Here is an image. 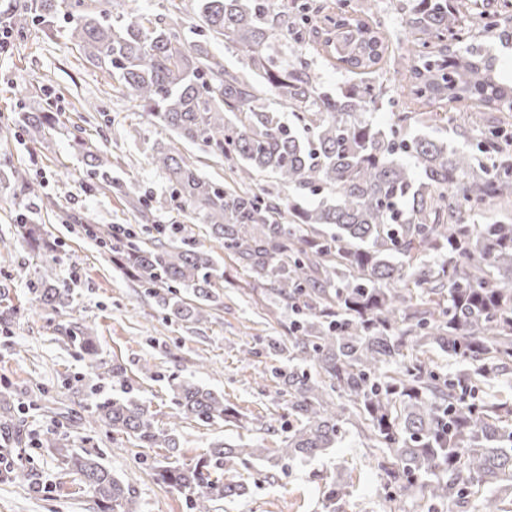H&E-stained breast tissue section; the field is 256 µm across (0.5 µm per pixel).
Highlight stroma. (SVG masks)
Masks as SVG:
<instances>
[{"label": "stroma", "instance_id": "35a3bbf8", "mask_svg": "<svg viewBox=\"0 0 512 512\" xmlns=\"http://www.w3.org/2000/svg\"><path fill=\"white\" fill-rule=\"evenodd\" d=\"M136 13L176 21L187 41L199 38L201 22L192 0H123L113 7L112 18ZM87 101L98 103V111H83ZM25 107L48 109L54 131L32 139L16 121ZM459 109V104H448V120L424 127V134L471 150L480 129L512 124V112H487L473 122ZM77 132L106 150L113 175L137 179L157 196L167 192L162 172L151 162L158 140L175 143L207 178H229L223 161L176 141L138 101L113 91L111 76L65 38L49 40L33 29L0 53V238L10 246L0 255V318L7 321L0 328V387H8L11 412L24 428L21 447L0 450V512H104L80 474L55 449L42 447L49 431L65 447L98 454L130 486L136 512H193L190 497L158 476L166 462L164 449L136 447L125 435L92 422L89 407L96 398L120 397L124 391L108 376L95 379L93 388L81 386L86 368L65 331L75 324L93 330L102 357L126 366L134 395L147 401L158 427L176 428L182 442L177 463L190 464L215 441L258 440L270 449L280 447L288 398L271 377L280 361L266 352L265 343L271 337L287 339L288 317L255 305L241 268L225 258L221 301L211 306L207 322L164 320L156 300L112 265L75 222L84 214L99 224L142 221L140 212L115 193L91 188L82 157L72 147ZM62 168L69 172L63 180L57 176ZM15 170L25 172L28 187L12 179ZM48 198L53 208L43 207ZM24 211L58 243L57 272L71 292L64 307L41 308L15 276L18 265L33 272L41 264L16 231L15 215ZM247 348L252 357H244ZM145 365L151 374L142 373ZM176 380H191L223 395L239 420H173L171 385ZM346 430L335 448L310 462L270 473L259 461L237 467L233 478L246 482L249 491L225 502L219 512H323L325 485L340 474L354 484L343 512H386L385 481L374 466V451L355 423ZM20 462L36 475L40 492L7 476V468Z\"/></svg>", "mask_w": 512, "mask_h": 512}]
</instances>
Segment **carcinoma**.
<instances>
[{"mask_svg":"<svg viewBox=\"0 0 512 512\" xmlns=\"http://www.w3.org/2000/svg\"><path fill=\"white\" fill-rule=\"evenodd\" d=\"M209 36L187 43L176 26L144 14L112 26V8L95 0H27L0 24L21 35L32 27L51 33L65 20L64 37L86 60L117 81L115 90L140 102L162 129L224 161L235 185L202 176L171 144H154L152 160L168 193L159 207L200 217L209 236L247 274L255 303L269 302L290 317L291 346L269 348L282 359L273 377L288 395L293 422L282 447L255 443L210 444L193 465H165L161 481L189 494L194 512H213L225 499L246 494L245 484L224 482L239 464L262 460L287 468L314 458L342 438L354 417L378 449L376 467L392 489L388 512L403 498L419 508L512 512V393H489L512 367V221L478 224L475 209L512 197V131L490 125L480 132L481 161L469 151L416 133L437 112H394L386 127L367 116L382 95L372 83L350 84L336 95L320 90L306 59L279 60L268 51L274 34L325 53L355 75L375 73L385 56L405 81L411 100L431 106L456 102L464 112H512V81L498 58L466 42L456 0H410L406 26L414 40L389 48L370 23L372 0H336V12L313 20L317 0H193ZM485 0L483 29L499 30L512 49V15ZM214 40L231 43L243 70L213 54ZM271 90L292 110L287 124L264 104ZM32 138L52 124L46 112H21ZM93 184L132 204L146 223L94 224L85 234L144 293L165 318L203 323L220 299L224 269L211 252L183 236L182 225L155 220L153 197L136 179L112 176L105 151L75 135ZM268 173L295 196L257 193L253 179ZM307 196H319L306 206ZM22 236L44 259L36 280L17 275L53 309L69 301L59 279L56 243L43 225L15 216ZM87 368L121 386L127 368L100 357L88 327L70 330ZM436 347L467 366L443 372L428 356ZM173 417L204 423L229 421L237 412L224 397L192 381L173 388ZM94 421L137 442L181 448L175 430L155 425L145 401L120 397L98 402ZM94 497L112 512H135L131 490L98 457L60 446ZM352 484L334 481L323 493L325 512H340Z\"/></svg>","mask_w":512,"mask_h":512,"instance_id":"1","label":"carcinoma"}]
</instances>
